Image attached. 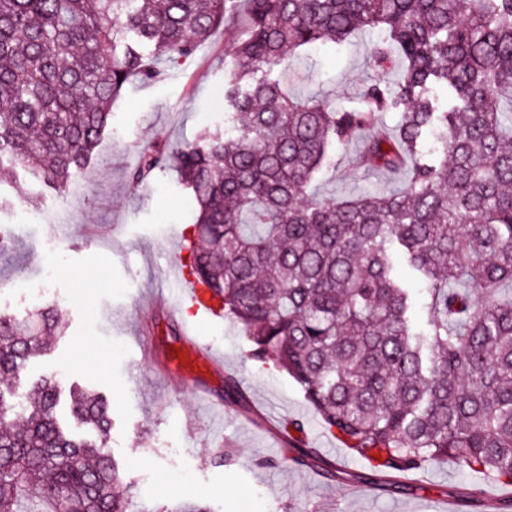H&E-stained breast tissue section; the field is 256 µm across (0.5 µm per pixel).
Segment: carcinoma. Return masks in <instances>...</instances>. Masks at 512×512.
Instances as JSON below:
<instances>
[{
	"label": "carcinoma",
	"instance_id": "1",
	"mask_svg": "<svg viewBox=\"0 0 512 512\" xmlns=\"http://www.w3.org/2000/svg\"><path fill=\"white\" fill-rule=\"evenodd\" d=\"M221 26L238 31L224 129L174 156L146 147L131 171L176 161L197 204L189 275L369 477L403 489L448 461L512 486V0H0V164L65 192L122 88L159 78L147 55L188 58ZM374 28L376 67L400 78L366 82L353 109L272 74ZM366 130L361 166L406 186L319 197L333 148ZM397 257L423 287L396 278ZM59 332L51 311L26 334L0 315V512H129L104 399L71 395L97 440L62 430L54 380L17 401L12 381Z\"/></svg>",
	"mask_w": 512,
	"mask_h": 512
}]
</instances>
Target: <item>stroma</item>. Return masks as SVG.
<instances>
[{"mask_svg":"<svg viewBox=\"0 0 512 512\" xmlns=\"http://www.w3.org/2000/svg\"><path fill=\"white\" fill-rule=\"evenodd\" d=\"M380 33H361L334 50L314 48L292 58L300 80L296 97H319L353 108L362 82L373 77L371 51ZM227 37L216 32L194 56L152 83L125 85L109 130L88 167L58 194L21 170L0 169V313L27 323L33 314L27 285L37 282L57 253L68 257L44 290L39 308L57 313L63 335L31 359L17 385L44 379L63 395L102 396L112 418L107 447L130 488V512H179L190 504L208 512H512L507 487L441 462L412 476L396 492L357 481L362 462L325 431L286 373L250 359L249 343L230 319L189 316L175 308L189 260L192 204L174 167L132 184L140 151L158 145L176 152L222 117ZM358 142L336 148L315 191L328 198L399 190L404 173L364 174ZM216 361L209 369L180 371L185 329ZM94 355L104 372L90 370ZM235 378L248 405L227 401ZM209 392L223 414L210 416L195 388ZM318 449L348 473L326 480L294 462L295 442ZM479 498H468L471 487Z\"/></svg>","mask_w":512,"mask_h":512,"instance_id":"1","label":"stroma"}]
</instances>
